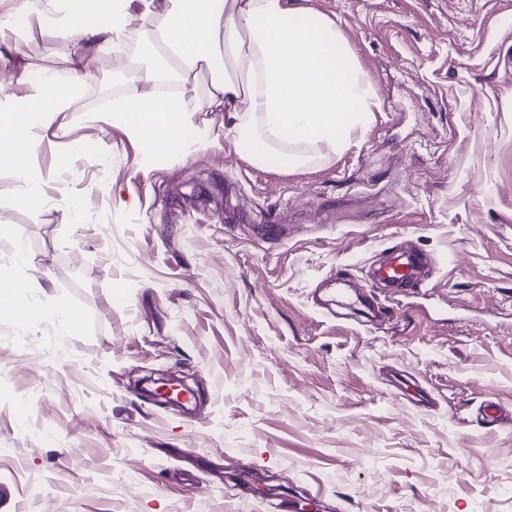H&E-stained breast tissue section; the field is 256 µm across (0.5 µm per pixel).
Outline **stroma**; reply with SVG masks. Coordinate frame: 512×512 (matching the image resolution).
<instances>
[{"label": "stroma", "mask_w": 512, "mask_h": 512, "mask_svg": "<svg viewBox=\"0 0 512 512\" xmlns=\"http://www.w3.org/2000/svg\"><path fill=\"white\" fill-rule=\"evenodd\" d=\"M296 2L336 25L377 105L290 171L229 134L155 153L113 120L154 47L140 13L122 54L81 61L37 15L0 31V96L31 94L20 69L88 73L36 132L41 197L0 204L38 313L0 320V512H279L283 492L288 512H512V425L476 420L490 397L512 411V0ZM394 246L431 272L385 323L315 301ZM59 302L81 315L67 333ZM152 372L187 379L192 414L143 394Z\"/></svg>", "instance_id": "obj_1"}]
</instances>
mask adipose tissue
Wrapping results in <instances>:
<instances>
[{"label":"adipose tissue","instance_id":"obj_1","mask_svg":"<svg viewBox=\"0 0 512 512\" xmlns=\"http://www.w3.org/2000/svg\"><path fill=\"white\" fill-rule=\"evenodd\" d=\"M132 1L51 0L41 15L80 61L106 45L121 51ZM136 1L156 25L178 80L204 88L192 105L182 94H161L152 70L129 71L126 80L139 92L112 112L152 150L185 151L207 134L191 111L220 112L225 131L255 161L295 170L308 161L303 145H347L375 98L335 25L288 0H172L161 12L155 0ZM85 81L78 68L65 80L49 74L26 100L0 103V167L13 171L15 197L40 192L26 164L34 128L69 110Z\"/></svg>","mask_w":512,"mask_h":512}]
</instances>
